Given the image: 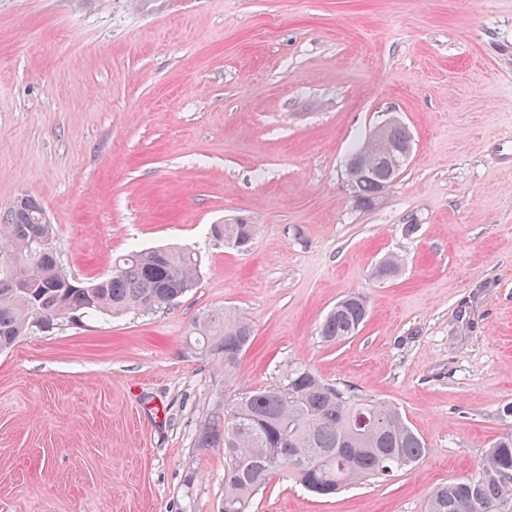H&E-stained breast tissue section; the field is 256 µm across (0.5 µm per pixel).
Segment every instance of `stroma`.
Returning a JSON list of instances; mask_svg holds the SVG:
<instances>
[{"label":"stroma","instance_id":"35a3bbf8","mask_svg":"<svg viewBox=\"0 0 512 512\" xmlns=\"http://www.w3.org/2000/svg\"><path fill=\"white\" fill-rule=\"evenodd\" d=\"M394 115L411 157L357 208L345 160ZM23 195L71 278L155 248L201 274L0 353V512H222L228 460L195 436L224 372L192 337L220 307L255 329L238 383L305 364L429 445L331 498L280 474L252 512H426L512 433V0H0V211ZM237 220L250 251L211 236ZM351 293L364 326L324 342ZM368 315L367 302L360 295H348L324 316L318 333L327 342H341L357 334Z\"/></svg>","mask_w":512,"mask_h":512}]
</instances>
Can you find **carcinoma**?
<instances>
[{"mask_svg": "<svg viewBox=\"0 0 512 512\" xmlns=\"http://www.w3.org/2000/svg\"><path fill=\"white\" fill-rule=\"evenodd\" d=\"M359 188L357 204L367 207L379 183L358 170L345 173ZM45 211L34 198H17L0 215V278L19 272L18 287L0 291V351L17 344L42 324L57 325L79 313L101 315L153 313L173 305L194 288L201 261L187 249L158 248L119 256L110 274L92 282L65 281L56 252L37 240L53 238ZM224 243L248 250L257 226L235 221L214 229ZM400 259L388 256L375 276L395 277ZM367 302L348 295L324 316L318 333L341 342L363 326ZM203 351L224 368V397L197 431V447L222 448L231 467L224 475V512H249L252 500L286 469L307 491L331 497L342 489L386 478L417 463L426 440L386 403L362 401L324 382L305 365L286 370L273 386L249 388L231 379L239 358L254 340L244 317L224 308L211 311L198 325ZM512 434L486 452L478 472L444 482L433 490L427 512H470L477 498L482 512H498L512 497Z\"/></svg>", "mask_w": 512, "mask_h": 512, "instance_id": "1", "label": "carcinoma"}]
</instances>
